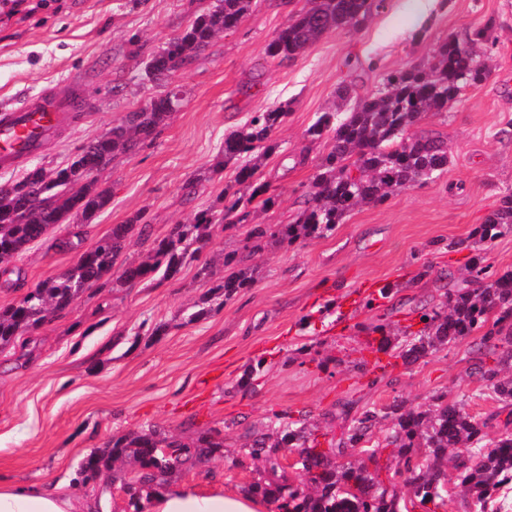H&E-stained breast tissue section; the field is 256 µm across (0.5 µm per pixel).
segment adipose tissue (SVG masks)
Here are the masks:
<instances>
[{"instance_id": "adipose-tissue-1", "label": "adipose tissue", "mask_w": 512, "mask_h": 512, "mask_svg": "<svg viewBox=\"0 0 512 512\" xmlns=\"http://www.w3.org/2000/svg\"><path fill=\"white\" fill-rule=\"evenodd\" d=\"M103 501L80 496L57 484L0 481V512H102ZM264 505L246 492L198 493L180 483L168 484L150 499L151 512H262Z\"/></svg>"}]
</instances>
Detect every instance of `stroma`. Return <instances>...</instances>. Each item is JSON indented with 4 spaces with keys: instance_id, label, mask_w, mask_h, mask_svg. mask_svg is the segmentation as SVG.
<instances>
[{
    "instance_id": "35a3bbf8",
    "label": "stroma",
    "mask_w": 512,
    "mask_h": 512,
    "mask_svg": "<svg viewBox=\"0 0 512 512\" xmlns=\"http://www.w3.org/2000/svg\"><path fill=\"white\" fill-rule=\"evenodd\" d=\"M213 0H43L30 13H0V105L52 86L79 95L74 117L34 165L53 170L78 148L121 123L162 88L145 74L153 52L183 33ZM304 0H252L237 30L217 35L177 75L183 100L153 140L116 156L98 175L111 201L81 225L80 250L145 213L153 235L191 223L233 182L208 169L224 137L250 115L289 106L262 167L278 200L260 224H291L301 194L326 153L306 129L333 102L339 84L358 96L383 75L431 61L439 43L489 29V74L419 131L448 145L437 179L356 208L333 235L268 244L252 259L255 284L188 321L208 288L187 265L172 280L87 291L73 307L0 351V480L69 482L80 462L112 437L151 427L191 440L218 429L222 457L179 475L202 493L234 491L259 478L244 435L274 415L308 414L321 445L339 441L341 404L417 406L442 393L467 399L473 415L512 406L497 401L474 372L489 350L479 336L408 364L368 332L385 313L395 335L423 324L416 306H436L462 287L475 256L512 271V232L485 244L473 231L512 193V0H386L361 27L325 34L287 63L267 43ZM59 224L14 262L19 285L0 278V308L59 276L80 250L58 246ZM392 287L390 298L380 296ZM380 302L367 308L368 300ZM164 335H153L156 324Z\"/></svg>"
}]
</instances>
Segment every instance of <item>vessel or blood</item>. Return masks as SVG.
Masks as SVG:
<instances>
[{"mask_svg": "<svg viewBox=\"0 0 512 512\" xmlns=\"http://www.w3.org/2000/svg\"><path fill=\"white\" fill-rule=\"evenodd\" d=\"M71 111L69 100L48 90L0 110V169H15L39 154L55 139Z\"/></svg>", "mask_w": 512, "mask_h": 512, "instance_id": "1", "label": "vessel or blood"}]
</instances>
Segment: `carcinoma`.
Returning a JSON list of instances; mask_svg holds the SVG:
<instances>
[{
    "instance_id": "cac0c4a2",
    "label": "carcinoma",
    "mask_w": 512,
    "mask_h": 512,
    "mask_svg": "<svg viewBox=\"0 0 512 512\" xmlns=\"http://www.w3.org/2000/svg\"><path fill=\"white\" fill-rule=\"evenodd\" d=\"M252 0H214V5L194 16L178 37L155 51L147 65L149 77L168 82L177 70L203 51L219 33L234 32L248 12ZM384 0H305L288 24L267 44V57L291 61L325 33L345 26L355 27L381 8ZM489 42L485 31L476 30L461 42H441L428 67L416 65L387 74L379 88L359 100L349 112H321L307 128L312 141H328V150L316 166L306 205L293 224H254L258 207L274 204L275 194L262 180L263 143L288 116L281 106L254 113L239 130L224 137V147L211 165L219 175L235 166L234 184L224 188L219 205L199 211L190 224H174L156 237L147 255L137 261L119 263L134 224L138 234L151 236L150 224L139 214L129 224H115L111 233L82 252L66 273L28 289L16 303L0 309V350L15 345L18 336L40 328L49 316L70 308L91 288H132L156 276L173 279L183 267L197 262L195 279L210 286L211 294L229 299L254 280L246 271L215 277L210 261H200L210 248L213 229L248 226L239 246L222 254L224 267L235 266L241 256L261 253L273 240L289 245L332 235L336 225L360 204H382L397 192L411 189L440 175L448 167V146L429 135H415L412 127L429 112H445L448 104L465 89L481 84L486 70L474 51ZM181 102V90L167 88L147 104L126 115L98 139L82 146L66 166L52 174L35 166L23 177L0 188V274L11 275V263L28 245L48 229L72 217L94 221L111 199L97 185L90 170L106 167L119 154H131L148 139L155 138L170 113ZM512 231V194L490 214L476 231L486 243ZM466 286L448 291L438 308L424 312L425 327L398 345L399 357L412 363L429 353L479 333L482 343L499 348L496 366L485 363L475 373L498 398L512 403V377L501 376V366L512 361V272L498 274L489 264L476 263L465 279ZM342 420H351L339 448H357L371 441L375 428L384 431L385 446H394L403 467L393 473L413 498L421 503L441 497L448 484V466L458 472L465 488L464 512H503L500 491L512 483V420L504 431L490 438L486 429L492 417L477 418L465 408V399L448 401L432 397L426 410L406 407L402 402L383 409L355 410L343 404ZM246 448L252 459L272 475L246 486L248 492L279 503L282 512H400V498L380 478L379 449L365 451L360 460L336 462L333 449L318 450L317 438L307 415L277 427L250 430ZM224 447V439L206 432L189 442L173 439L155 428L114 436L102 449L88 454L80 464L78 481L95 483L103 471L120 458L138 468L123 480L121 489L133 512H143L142 501L171 478L210 460ZM300 455L299 481L276 479L281 468L280 452Z\"/></svg>"
}]
</instances>
